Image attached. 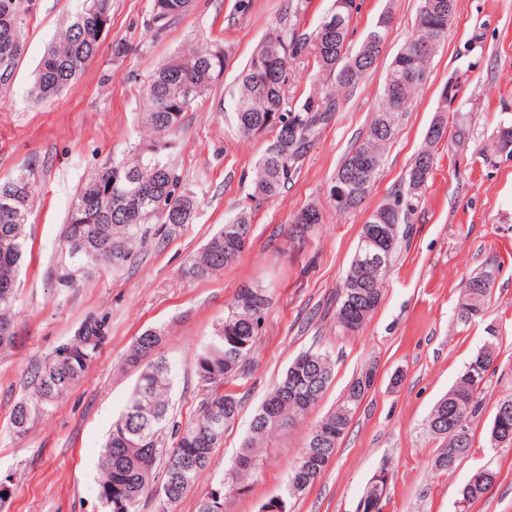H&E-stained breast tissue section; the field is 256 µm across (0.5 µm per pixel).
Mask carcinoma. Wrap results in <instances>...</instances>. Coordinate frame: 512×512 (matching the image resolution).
I'll list each match as a JSON object with an SVG mask.
<instances>
[{
  "label": "carcinoma",
  "mask_w": 512,
  "mask_h": 512,
  "mask_svg": "<svg viewBox=\"0 0 512 512\" xmlns=\"http://www.w3.org/2000/svg\"><path fill=\"white\" fill-rule=\"evenodd\" d=\"M152 25L164 29L172 20L189 12L193 0H152ZM455 0H420L415 25L406 45L391 63L383 92L389 106L375 113L367 134L336 170L345 176L352 159L362 157L373 163L369 181H358L347 188L348 199L340 212L358 208L373 188L382 155L403 124L407 111L401 103L409 101L414 89L427 76L432 52H414L415 40L432 39L439 43L448 34V22ZM35 0H0V91L9 88L23 54L22 30L33 13ZM112 0H85V5L58 41L44 54L35 77L33 96L41 102L63 92L80 75L99 50V23L110 24ZM336 27L319 24L310 32L297 33L275 28L251 57L240 74L233 113L239 130L246 135L266 137L265 148L255 165L252 197L273 199L292 180L300 163L315 144L321 130L338 111L335 94L326 91L308 97L300 104L288 102L291 78L290 61L313 60V64L332 79L336 87L355 86L377 62L380 46L392 26L389 13L380 14L359 48L350 49L354 12L332 8ZM226 52L218 45L191 46L158 66L145 91L148 139L131 156L95 170L76 196L67 223L63 245L68 271L61 281L74 282L77 273L89 275L101 267L128 261L133 246L145 238L148 224H187L198 207L195 196L181 189L180 175L170 149V137L178 131L184 113L210 92L224 72ZM439 123L430 126L432 140L448 132V106L439 105ZM434 160L418 154L407 169V193L418 194L428 182ZM35 174L22 172L0 181V199L21 195L14 214L0 213V347L13 345L11 307L19 263L26 238L30 204L35 193ZM403 209L392 201L376 209L369 224L391 226L390 235L399 238ZM250 213L243 210L226 220L201 251L187 257L181 275L188 280L213 276L232 264L246 248L251 231ZM365 243H357L345 276L336 289V321L346 332H356L371 318L382 298L385 275L358 265ZM491 301L484 288L465 287L458 316L468 322L477 318ZM268 307L264 289L246 286L235 303L224 313V321L214 329L194 360V371L202 390L194 422L181 426L171 411L169 389L171 368L158 355L167 332L152 327L136 337L127 364L138 377L124 411L112 424L100 464L99 503L101 512H137L141 500L160 491L159 501L177 502L193 488L198 474L211 463L215 448L224 438L225 428L236 419L239 400L228 386L246 378L242 361L254 352L262 320ZM106 319L91 317L66 343L43 362L35 365L26 381V394L11 414L14 432H26L39 412L64 398L82 380L106 337ZM497 359L496 343L486 341L472 356L455 384L433 408L429 432L443 439L433 461L434 468L452 476L472 453L469 424L483 407L489 371ZM334 364L325 351L307 350L290 363L253 416L242 445L241 469L231 474V483L203 495L197 512H225L226 488L238 493L247 487L246 479L260 470L259 449L274 435L292 428L315 408L333 380ZM372 380L354 379L347 395L311 431L306 447L323 449L322 460L336 451ZM494 418L500 429L499 440L512 445V400H500ZM463 423L459 440L448 432ZM165 462L161 486L155 485V467ZM295 460L288 474L286 495L296 496L312 487L323 473L300 471ZM497 472L477 471L459 492V512H468L496 481Z\"/></svg>",
  "instance_id": "cac0c4a2"
}]
</instances>
